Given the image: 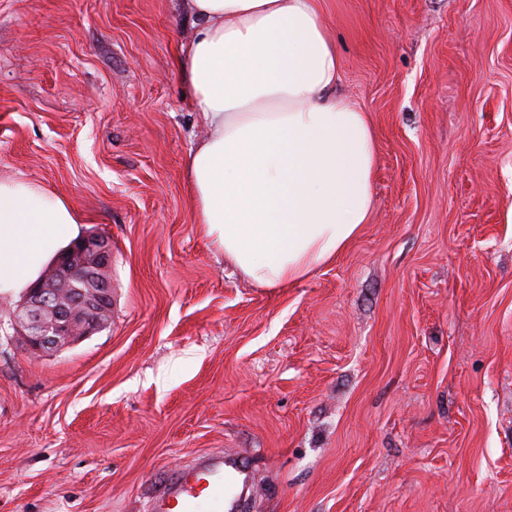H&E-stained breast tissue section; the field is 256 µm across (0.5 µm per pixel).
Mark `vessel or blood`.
Masks as SVG:
<instances>
[{"label": "vessel or blood", "mask_w": 512, "mask_h": 512, "mask_svg": "<svg viewBox=\"0 0 512 512\" xmlns=\"http://www.w3.org/2000/svg\"><path fill=\"white\" fill-rule=\"evenodd\" d=\"M254 485V470L241 453L204 455L192 469L173 472L157 485L152 512H237L242 490Z\"/></svg>", "instance_id": "b4317fda"}]
</instances>
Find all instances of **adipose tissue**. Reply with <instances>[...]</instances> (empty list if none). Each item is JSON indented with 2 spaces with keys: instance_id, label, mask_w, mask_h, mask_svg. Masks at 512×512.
Wrapping results in <instances>:
<instances>
[{
  "instance_id": "1",
  "label": "adipose tissue",
  "mask_w": 512,
  "mask_h": 512,
  "mask_svg": "<svg viewBox=\"0 0 512 512\" xmlns=\"http://www.w3.org/2000/svg\"><path fill=\"white\" fill-rule=\"evenodd\" d=\"M178 55L205 134L188 155L203 236L258 288H286L334 261L373 208L375 134L340 89L319 0H185ZM82 212L0 179V295L17 297L80 235Z\"/></svg>"
}]
</instances>
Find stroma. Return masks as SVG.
Masks as SVG:
<instances>
[{"label":"stroma","instance_id":"stroma-1","mask_svg":"<svg viewBox=\"0 0 512 512\" xmlns=\"http://www.w3.org/2000/svg\"><path fill=\"white\" fill-rule=\"evenodd\" d=\"M181 0H0V177L112 248V319L35 357L0 296V512H148L252 454L253 512H512V0H323L374 207L283 289L190 209Z\"/></svg>","mask_w":512,"mask_h":512}]
</instances>
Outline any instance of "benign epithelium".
Segmentation results:
<instances>
[{
	"instance_id": "7a95c632",
	"label": "benign epithelium",
	"mask_w": 512,
	"mask_h": 512,
	"mask_svg": "<svg viewBox=\"0 0 512 512\" xmlns=\"http://www.w3.org/2000/svg\"><path fill=\"white\" fill-rule=\"evenodd\" d=\"M112 250L90 234L65 250L23 294L15 327L28 353L72 345L103 327L112 311Z\"/></svg>"
}]
</instances>
